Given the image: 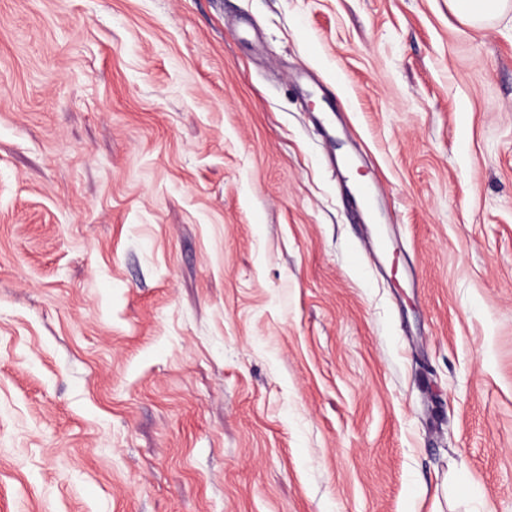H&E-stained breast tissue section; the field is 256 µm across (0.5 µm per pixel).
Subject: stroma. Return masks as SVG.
<instances>
[{
    "label": "stroma",
    "instance_id": "1",
    "mask_svg": "<svg viewBox=\"0 0 512 512\" xmlns=\"http://www.w3.org/2000/svg\"><path fill=\"white\" fill-rule=\"evenodd\" d=\"M486 503L512 512V7L0 0V512ZM450 7L460 17L471 24H481L483 21L501 14L507 7L508 0H448ZM374 239L364 241L366 253L377 260L391 274H394V256L398 252L399 244L397 242H387L382 238L380 230L376 227Z\"/></svg>",
    "mask_w": 512,
    "mask_h": 512
}]
</instances>
